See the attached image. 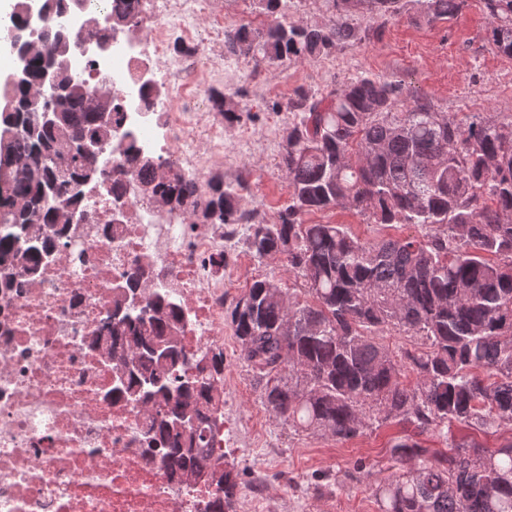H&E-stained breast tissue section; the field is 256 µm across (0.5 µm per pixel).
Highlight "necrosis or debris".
Returning <instances> with one entry per match:
<instances>
[{
  "instance_id": "obj_1",
  "label": "necrosis or debris",
  "mask_w": 512,
  "mask_h": 512,
  "mask_svg": "<svg viewBox=\"0 0 512 512\" xmlns=\"http://www.w3.org/2000/svg\"><path fill=\"white\" fill-rule=\"evenodd\" d=\"M210 0H139L130 19L96 15L77 77L112 92V138L134 153L106 150V176L87 189L52 264L0 295V512H212L213 488L183 484L149 451L143 407L107 397L114 374L91 348L112 310L114 287L139 275L146 290L171 289L184 313L182 346L198 359L224 349V265L257 221L195 224L160 205L137 176L140 158L172 161L206 188L230 147L224 128L197 105L224 65V24L199 41Z\"/></svg>"
}]
</instances>
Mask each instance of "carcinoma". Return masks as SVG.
I'll list each match as a JSON object with an SVG mask.
<instances>
[{
  "label": "carcinoma",
  "mask_w": 512,
  "mask_h": 512,
  "mask_svg": "<svg viewBox=\"0 0 512 512\" xmlns=\"http://www.w3.org/2000/svg\"><path fill=\"white\" fill-rule=\"evenodd\" d=\"M271 17L254 29L224 31V57L248 58L268 70L316 58L361 39L350 15L396 14L400 0H328L327 26H301L281 12L282 0H254ZM424 16L444 21L464 0H416ZM28 0H15L4 41L18 40L24 78L11 87L14 175L0 192V289L19 288L46 266L85 188L100 180L89 144L103 152L112 140V96L93 93L69 70L56 72L57 93L42 94L52 60L69 57L75 40L33 37ZM41 13L62 14L71 0H42ZM489 38L512 59V0H485ZM396 86L358 76L287 106L288 128L278 165L288 205L253 226V257L281 255L302 279L310 300L300 303L280 283L257 279L229 317L243 359L263 383L267 409L297 429L338 442L397 424L406 433L389 448L400 471L373 480L378 512H512V438L489 448L456 439L460 424L512 431V116L470 113L437 123L425 96L397 108ZM209 100L232 123L246 108L211 87ZM52 121L40 119L44 112ZM145 191L184 206L196 224H237L239 190L213 173L200 191L173 164L145 159ZM345 205L383 231L394 224L419 233L381 234L363 241L347 224H307L304 217ZM131 278L112 296L104 329L121 339L104 361L118 376L107 395L148 405V443L185 485L224 493L232 512L239 483L233 471L207 462V437L217 424L220 396L215 356L190 371L181 346L178 303L168 291L141 297ZM398 331L422 347L395 351L381 336ZM443 434L448 452L432 454L419 436Z\"/></svg>",
  "instance_id": "1"
}]
</instances>
